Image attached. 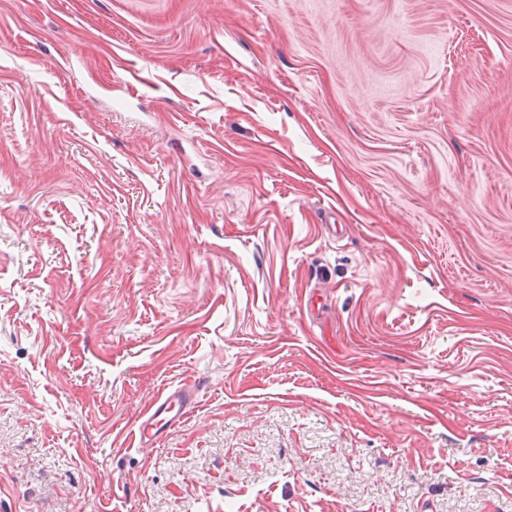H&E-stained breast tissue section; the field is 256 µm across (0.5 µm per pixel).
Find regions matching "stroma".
<instances>
[{
	"label": "stroma",
	"mask_w": 512,
	"mask_h": 512,
	"mask_svg": "<svg viewBox=\"0 0 512 512\" xmlns=\"http://www.w3.org/2000/svg\"><path fill=\"white\" fill-rule=\"evenodd\" d=\"M0 512H512V0H0ZM194 400L195 396H193V392L188 388L162 393L142 417L143 420L137 430L132 431L133 443L137 442L139 446H143V444L149 442L151 439L148 431L155 430V433H157L171 420L165 421V414L170 413L176 404L179 408L187 410L194 403Z\"/></svg>",
	"instance_id": "35a3bbf8"
}]
</instances>
